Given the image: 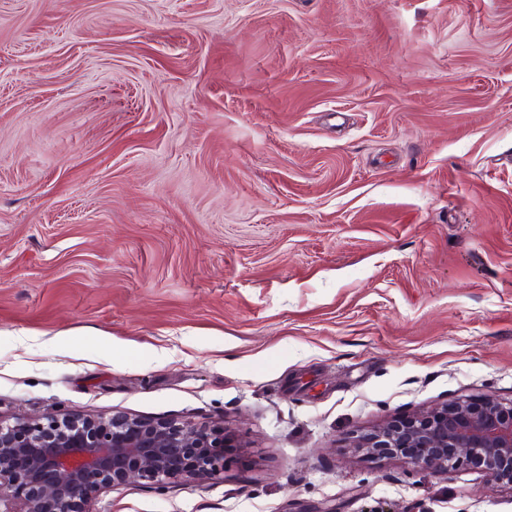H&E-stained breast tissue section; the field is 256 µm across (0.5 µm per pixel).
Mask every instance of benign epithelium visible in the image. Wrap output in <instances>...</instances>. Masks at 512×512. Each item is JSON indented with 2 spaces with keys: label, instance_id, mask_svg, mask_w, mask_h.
Returning a JSON list of instances; mask_svg holds the SVG:
<instances>
[{
  "label": "benign epithelium",
  "instance_id": "7a95c632",
  "mask_svg": "<svg viewBox=\"0 0 512 512\" xmlns=\"http://www.w3.org/2000/svg\"><path fill=\"white\" fill-rule=\"evenodd\" d=\"M224 428L127 415L0 420V512H88L110 486H164L224 469ZM357 448L433 475L472 466L490 487H512V401L462 397L388 421Z\"/></svg>",
  "mask_w": 512,
  "mask_h": 512
}]
</instances>
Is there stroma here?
I'll use <instances>...</instances> for the list:
<instances>
[{
  "instance_id": "obj_1",
  "label": "stroma",
  "mask_w": 512,
  "mask_h": 512,
  "mask_svg": "<svg viewBox=\"0 0 512 512\" xmlns=\"http://www.w3.org/2000/svg\"><path fill=\"white\" fill-rule=\"evenodd\" d=\"M512 400V0H0V420L224 425L90 512H512L359 451Z\"/></svg>"
}]
</instances>
